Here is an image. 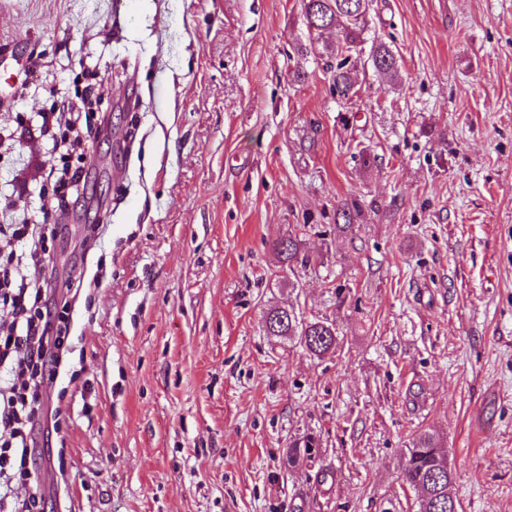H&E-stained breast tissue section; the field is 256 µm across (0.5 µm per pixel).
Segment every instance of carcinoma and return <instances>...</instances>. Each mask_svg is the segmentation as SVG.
<instances>
[{
    "label": "carcinoma",
    "mask_w": 512,
    "mask_h": 512,
    "mask_svg": "<svg viewBox=\"0 0 512 512\" xmlns=\"http://www.w3.org/2000/svg\"><path fill=\"white\" fill-rule=\"evenodd\" d=\"M307 27L314 31L336 30V47L329 64L331 89L337 97L350 101L357 95L355 80L349 61L352 52L362 42L365 18L370 0H301ZM373 68L387 79L398 73L399 60L390 43L377 40L372 43L369 56ZM344 224L337 225L341 232L354 227V217L359 215L357 204L340 207ZM281 265L295 263L306 265L307 260L299 258L298 240L282 239L274 246ZM264 331L268 336L295 339L308 353L318 358L336 351L341 338L334 324L317 318L304 320L293 307H278L267 312L263 319ZM310 442L294 443L286 451V461L293 465L300 460L312 459ZM447 454L435 433L424 430L405 449V466L402 479L419 492L417 512H457V500L452 492L454 475L442 467L441 457Z\"/></svg>",
    "instance_id": "cac0c4a2"
}]
</instances>
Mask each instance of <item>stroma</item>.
I'll return each mask as SVG.
<instances>
[{
	"instance_id": "obj_1",
	"label": "stroma",
	"mask_w": 512,
	"mask_h": 512,
	"mask_svg": "<svg viewBox=\"0 0 512 512\" xmlns=\"http://www.w3.org/2000/svg\"><path fill=\"white\" fill-rule=\"evenodd\" d=\"M363 38L399 77L357 57L345 103L300 0H0V224L52 228L71 328L43 512H414L401 450L429 428L458 512H512V0H372ZM91 84L57 199L54 102ZM291 236L310 265L280 266ZM278 306L341 352L267 336ZM373 68L387 79H394L398 73L399 60L390 43L376 40L372 43L369 56Z\"/></svg>"
}]
</instances>
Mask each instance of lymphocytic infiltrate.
<instances>
[{
  "label": "lymphocytic infiltrate",
  "instance_id": "f902f5d3",
  "mask_svg": "<svg viewBox=\"0 0 512 512\" xmlns=\"http://www.w3.org/2000/svg\"><path fill=\"white\" fill-rule=\"evenodd\" d=\"M55 110L52 140L63 165L53 190L64 197L78 191L90 154L81 148V102L65 95ZM44 242V225L0 224V512H37L30 433L68 339L66 318L47 303L40 281Z\"/></svg>",
  "mask_w": 512,
  "mask_h": 512
}]
</instances>
